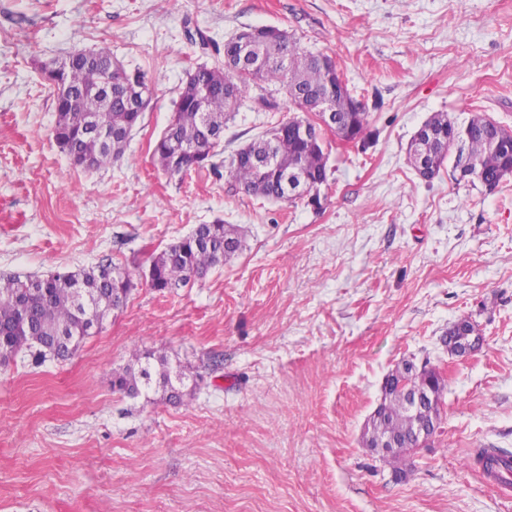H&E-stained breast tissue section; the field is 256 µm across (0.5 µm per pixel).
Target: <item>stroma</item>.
I'll list each match as a JSON object with an SVG mask.
<instances>
[{"mask_svg": "<svg viewBox=\"0 0 512 512\" xmlns=\"http://www.w3.org/2000/svg\"><path fill=\"white\" fill-rule=\"evenodd\" d=\"M261 26L330 55L374 133L327 134L318 209L226 191L224 164L298 112L257 111L255 86L213 166L152 163L187 72ZM103 44L155 97L123 157L86 171L52 135L38 64ZM435 112L512 129V0H0V276L110 262L134 284L71 359L0 366V512H512L470 464L512 450V179L486 190L451 156L419 177L406 150ZM219 218L245 232L234 258L152 289L148 255ZM463 317L484 341L460 361L441 339ZM136 349L203 384L180 406L114 393ZM411 356L446 389L397 476L362 432Z\"/></svg>", "mask_w": 512, "mask_h": 512, "instance_id": "35a3bbf8", "label": "stroma"}]
</instances>
